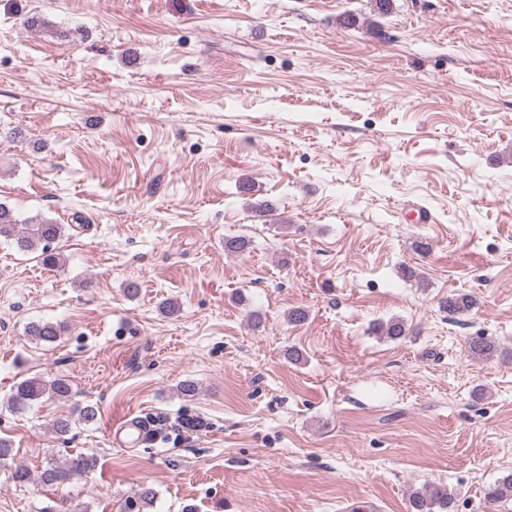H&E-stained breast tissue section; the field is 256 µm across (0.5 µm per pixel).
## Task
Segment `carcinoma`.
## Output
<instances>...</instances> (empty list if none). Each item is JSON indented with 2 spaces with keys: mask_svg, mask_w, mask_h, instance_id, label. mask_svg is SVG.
<instances>
[{
  "mask_svg": "<svg viewBox=\"0 0 512 512\" xmlns=\"http://www.w3.org/2000/svg\"><path fill=\"white\" fill-rule=\"evenodd\" d=\"M64 226L49 221L29 223L19 221L14 211L0 203V238L12 241L22 252H40L43 263L55 268L61 262L58 253L52 251L51 244L63 235ZM250 241L244 237H231L224 240V253L242 255L249 249ZM477 306V300L469 294L451 295L443 308L451 315L468 314ZM376 333L390 339L399 340L407 335L405 323L398 318L379 322L374 326ZM26 335L37 342L53 343L61 335L60 325L51 321H32L26 327ZM468 352L475 358L489 360L497 355L499 346L496 341L480 338L468 344ZM72 395V385L65 377H55L46 381L39 376L23 379L13 385L6 402L14 413H23L33 404L47 397L56 401H67ZM75 419L67 416L56 419L52 431L64 435L74 423L91 424L96 422L99 410L87 404L74 407ZM97 459L84 453L69 457L62 462L50 461L43 468L38 480L45 486L66 484L75 476L93 471ZM488 503L495 504L512 499V475H507L494 483L486 492ZM453 498L445 485H428L409 495V512H450Z\"/></svg>",
  "mask_w": 512,
  "mask_h": 512,
  "instance_id": "obj_1",
  "label": "carcinoma"
}]
</instances>
